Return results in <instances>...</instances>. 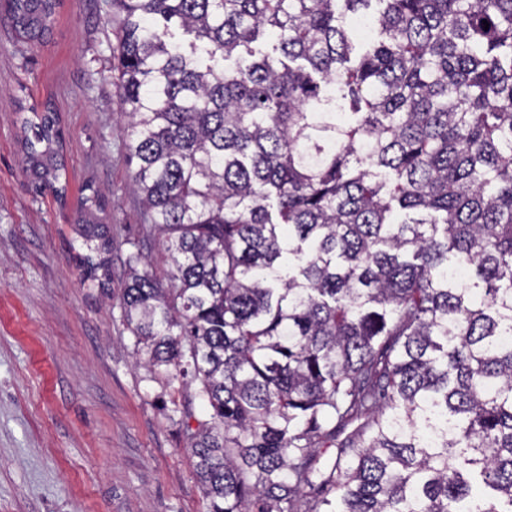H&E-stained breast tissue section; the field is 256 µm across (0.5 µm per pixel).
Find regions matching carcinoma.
Returning <instances> with one entry per match:
<instances>
[{
  "mask_svg": "<svg viewBox=\"0 0 512 512\" xmlns=\"http://www.w3.org/2000/svg\"><path fill=\"white\" fill-rule=\"evenodd\" d=\"M57 5L6 8L40 43ZM103 5L172 265L127 257L123 316L178 383L207 512H512V0ZM31 112L53 189L56 113Z\"/></svg>",
  "mask_w": 512,
  "mask_h": 512,
  "instance_id": "obj_1",
  "label": "carcinoma"
}]
</instances>
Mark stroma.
Returning a JSON list of instances; mask_svg holds the SVG:
<instances>
[{"label":"stroma","instance_id":"obj_1","mask_svg":"<svg viewBox=\"0 0 512 512\" xmlns=\"http://www.w3.org/2000/svg\"><path fill=\"white\" fill-rule=\"evenodd\" d=\"M115 45L100 0H60L42 44L0 15V512L206 510L177 394L137 365L122 316L132 242L148 272L165 265L131 190ZM34 104L64 131L61 196L30 187ZM93 188L112 249L91 277L77 218Z\"/></svg>","mask_w":512,"mask_h":512}]
</instances>
